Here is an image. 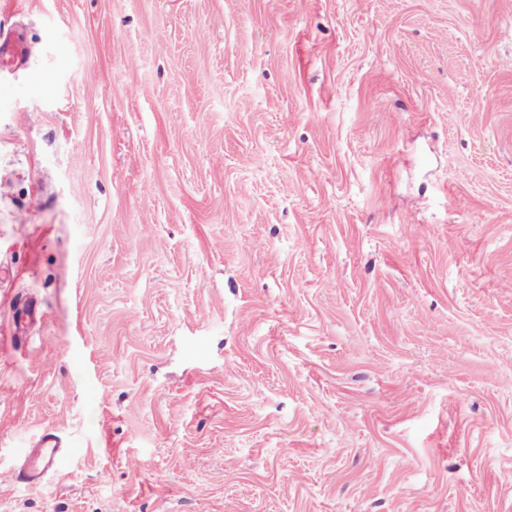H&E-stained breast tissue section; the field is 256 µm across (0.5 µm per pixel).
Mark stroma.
Returning a JSON list of instances; mask_svg holds the SVG:
<instances>
[{
  "mask_svg": "<svg viewBox=\"0 0 512 512\" xmlns=\"http://www.w3.org/2000/svg\"><path fill=\"white\" fill-rule=\"evenodd\" d=\"M0 512H512V0H0ZM25 58L24 40L16 32L7 37H0V60L13 66H19ZM57 439L51 432L43 433L25 467L21 470L11 468L9 471L12 480L35 486L44 482L47 476L58 472L63 465V456Z\"/></svg>",
  "mask_w": 512,
  "mask_h": 512,
  "instance_id": "35a3bbf8",
  "label": "stroma"
}]
</instances>
